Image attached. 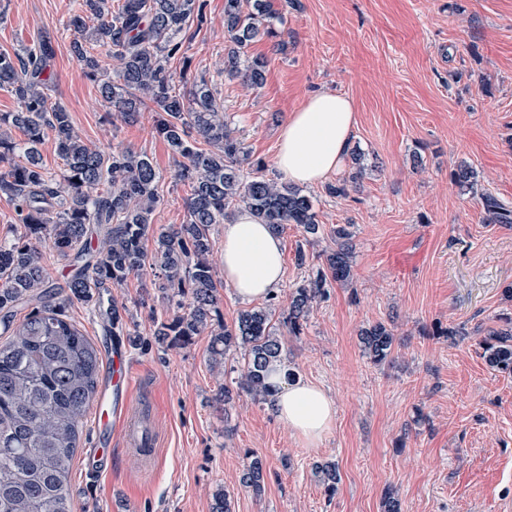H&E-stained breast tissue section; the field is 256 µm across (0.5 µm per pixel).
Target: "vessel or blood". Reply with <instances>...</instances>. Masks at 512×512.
Instances as JSON below:
<instances>
[{"instance_id": "1", "label": "vessel or blood", "mask_w": 512, "mask_h": 512, "mask_svg": "<svg viewBox=\"0 0 512 512\" xmlns=\"http://www.w3.org/2000/svg\"><path fill=\"white\" fill-rule=\"evenodd\" d=\"M132 384L127 361L122 351L114 350L109 354V365L102 380V398L109 407L108 414H96L95 425L101 441L111 436L112 419L122 416L124 430L134 445H141V434L138 428L125 420L124 414L128 404V390Z\"/></svg>"}]
</instances>
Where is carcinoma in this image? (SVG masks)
<instances>
[{
    "instance_id": "obj_1",
    "label": "carcinoma",
    "mask_w": 512,
    "mask_h": 512,
    "mask_svg": "<svg viewBox=\"0 0 512 512\" xmlns=\"http://www.w3.org/2000/svg\"><path fill=\"white\" fill-rule=\"evenodd\" d=\"M83 0L85 17L70 20L75 37L71 53L87 77L97 83L101 98L113 114L133 121L148 107L157 115L156 128L180 157L175 178L191 188L184 223L155 236L147 251L145 240L151 215L160 201V177L152 162L130 149L106 153L87 146L75 133L70 114L48 102L43 77L49 47L41 42L11 55L0 52V89L20 102V110L0 113V191L16 205L20 232L0 244V319L11 339L0 343V512H73L68 473L79 427L95 397L102 360L86 336L68 322L61 307L49 302L52 286L37 243L48 239L58 256L70 261L71 294L112 315V335L130 336L120 309L105 305L99 289L108 282L120 286L144 270L163 272L158 287L182 297L177 312L158 323L159 344H188L207 332L210 361L221 363L230 354L240 359L237 389L266 401L269 366L281 360L282 342L276 333L277 307L269 298L263 307L242 311L231 327H213V312L222 282L209 261L210 231L224 223L229 211L244 207L280 234L290 224L307 237L321 232L311 196L262 174L264 164L247 162L242 141L219 110L204 79L189 80L187 70L168 67L179 55L190 20L201 15L199 0ZM276 38L270 0H224V74L258 87L265 61L242 65L248 46ZM104 49L95 55L90 45ZM118 62L113 77L102 83L97 75L104 59ZM24 135L14 140L7 131ZM55 140L64 168L49 172L39 155L46 136ZM21 153L25 162L15 163ZM465 190L475 185L467 165L452 174ZM489 224H512V207L492 195L481 196ZM107 226L105 245L85 250L87 225ZM336 248L323 254L315 277L292 289L283 324L300 334L313 304L331 281L345 284L352 272L353 234L350 225L333 229ZM34 304L21 323L12 326L19 303ZM365 354L382 364L392 355L395 336L382 323L360 333ZM487 364L512 375V318L506 327L481 341ZM325 490L333 494L340 480L334 463L316 466ZM240 485L257 496L264 489L263 463L254 458L244 469Z\"/></svg>"
}]
</instances>
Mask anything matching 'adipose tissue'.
Here are the masks:
<instances>
[{"mask_svg": "<svg viewBox=\"0 0 512 512\" xmlns=\"http://www.w3.org/2000/svg\"><path fill=\"white\" fill-rule=\"evenodd\" d=\"M357 125L351 97L332 91L312 94L283 126L275 165L288 182L312 186L338 171L348 156ZM224 281L244 302L271 295L283 281L281 238L248 210L224 227ZM269 407L278 421L306 445H316L336 419V405L322 388L291 376L274 363Z\"/></svg>", "mask_w": 512, "mask_h": 512, "instance_id": "adipose-tissue-1", "label": "adipose tissue"}]
</instances>
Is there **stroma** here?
<instances>
[{
	"label": "stroma",
	"mask_w": 512,
	"mask_h": 512,
	"mask_svg": "<svg viewBox=\"0 0 512 512\" xmlns=\"http://www.w3.org/2000/svg\"><path fill=\"white\" fill-rule=\"evenodd\" d=\"M278 41L253 43L266 62L255 90L224 76V0H203L173 71L206 79L243 139L250 160L274 165L281 127L314 92L350 96L357 126L351 162L329 176L348 180L346 195L306 187L321 224L305 239L281 235L285 268L280 303L312 273L297 266L304 248H334L332 230L351 225L353 278L328 284L327 296L300 335L279 327L283 358L336 404L331 430L313 447L279 423L267 402L234 386L239 363L212 365L209 338L158 344V321L176 300L130 277L104 299L124 308L139 343L112 333L67 288L70 267L39 242L43 264L68 319L99 351H124L133 369L130 415L152 436L150 459L120 427L102 468L86 464L95 445L93 417L79 432L69 480L73 512H211L213 494L230 492L233 512H381L384 491L401 512H512V376L483 358L487 330L512 317V224H487L489 192L512 206V0H272ZM82 0H0V52H22L50 39L51 102L62 104L93 148L147 155L161 177L152 224L184 223L187 186L174 178L175 157L154 131V115L112 116L96 85L74 60L69 26ZM476 172L473 190L451 178L459 163ZM392 327L395 346L381 365L363 355L358 333ZM264 462V491L239 484L253 456ZM335 463L340 481L327 494L315 472Z\"/></svg>",
	"instance_id": "stroma-1"
}]
</instances>
